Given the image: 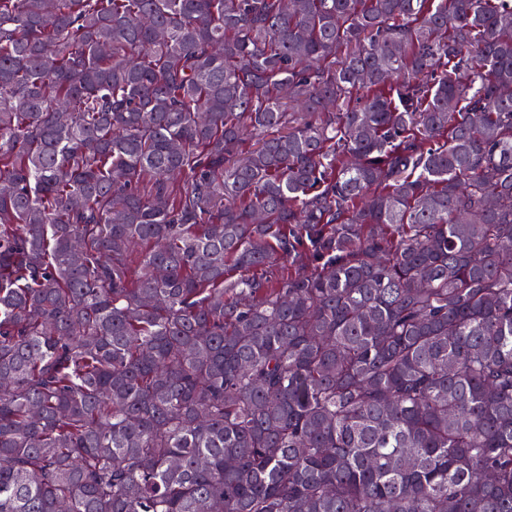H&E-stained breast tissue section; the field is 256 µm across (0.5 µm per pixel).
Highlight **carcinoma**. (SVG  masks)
<instances>
[{"instance_id": "1", "label": "carcinoma", "mask_w": 512, "mask_h": 512, "mask_svg": "<svg viewBox=\"0 0 512 512\" xmlns=\"http://www.w3.org/2000/svg\"><path fill=\"white\" fill-rule=\"evenodd\" d=\"M512 0H0V512H512Z\"/></svg>"}]
</instances>
